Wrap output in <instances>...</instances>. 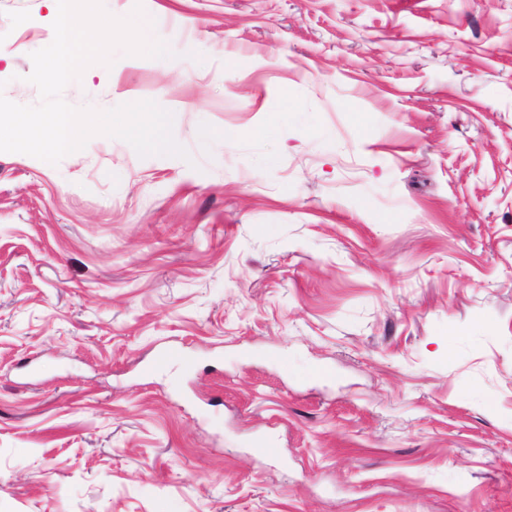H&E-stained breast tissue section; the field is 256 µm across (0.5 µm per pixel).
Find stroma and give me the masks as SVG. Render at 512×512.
<instances>
[{
    "instance_id": "obj_1",
    "label": "stroma",
    "mask_w": 512,
    "mask_h": 512,
    "mask_svg": "<svg viewBox=\"0 0 512 512\" xmlns=\"http://www.w3.org/2000/svg\"><path fill=\"white\" fill-rule=\"evenodd\" d=\"M138 1L62 97L188 159L0 152V512H512V0Z\"/></svg>"
}]
</instances>
